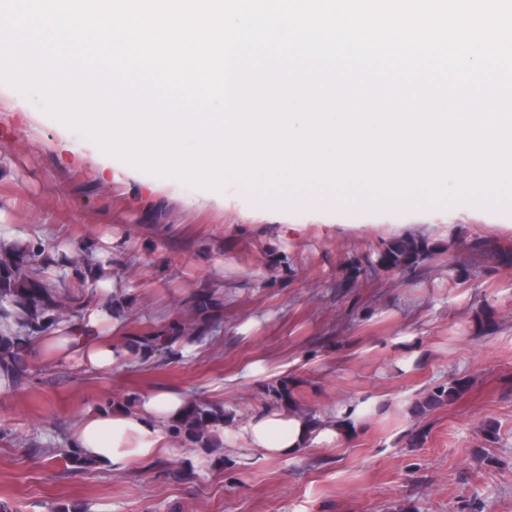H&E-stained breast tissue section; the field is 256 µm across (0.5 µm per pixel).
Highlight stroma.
Segmentation results:
<instances>
[{"instance_id":"1","label":"stroma","mask_w":512,"mask_h":512,"mask_svg":"<svg viewBox=\"0 0 512 512\" xmlns=\"http://www.w3.org/2000/svg\"><path fill=\"white\" fill-rule=\"evenodd\" d=\"M202 188L105 153L48 114L34 92L0 82V246L49 243L112 276L66 289L71 322L118 319L117 344L195 315L208 294L219 324L189 356L158 351L107 372L28 358L0 391V506L6 512H512V195L451 194L423 208L315 195ZM415 235L437 258L393 275L388 240ZM493 314V327L483 319ZM414 334L410 352L396 339ZM262 363L265 375L245 376ZM451 403L414 416L449 379ZM322 418L362 413L340 444L288 458L244 447L237 429L271 406V388ZM176 391L223 408L224 442L173 440L148 461L72 473L70 430L88 410L134 407ZM495 422L497 438L483 429ZM468 381L464 378H454L448 382L447 386L441 385L429 391L423 401L418 405V411L423 413L435 407L450 403L467 386Z\"/></svg>"}]
</instances>
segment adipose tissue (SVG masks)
Instances as JSON below:
<instances>
[{
	"label": "adipose tissue",
	"instance_id": "ef3b65f1",
	"mask_svg": "<svg viewBox=\"0 0 512 512\" xmlns=\"http://www.w3.org/2000/svg\"><path fill=\"white\" fill-rule=\"evenodd\" d=\"M99 314L88 315L63 336H47L31 346L33 354L69 357L97 371L131 360L126 346L113 345L109 337L94 335ZM187 399L178 392L161 391L143 396L136 408L92 409L72 429V445L104 467L118 468L130 459H150L168 447L174 425L180 420ZM340 425L313 429L307 418L289 411L266 409L253 414L238 436L248 447L266 457H286L312 444L337 442L347 432V422L356 421L350 405L336 413Z\"/></svg>",
	"mask_w": 512,
	"mask_h": 512
}]
</instances>
